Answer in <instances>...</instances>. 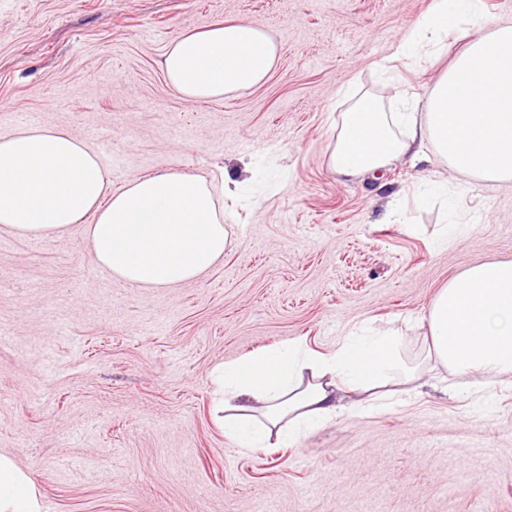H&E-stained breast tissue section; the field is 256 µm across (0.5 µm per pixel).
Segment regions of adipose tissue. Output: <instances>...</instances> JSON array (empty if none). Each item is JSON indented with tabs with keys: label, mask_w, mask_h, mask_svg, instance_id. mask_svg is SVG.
Instances as JSON below:
<instances>
[{
	"label": "adipose tissue",
	"mask_w": 512,
	"mask_h": 512,
	"mask_svg": "<svg viewBox=\"0 0 512 512\" xmlns=\"http://www.w3.org/2000/svg\"><path fill=\"white\" fill-rule=\"evenodd\" d=\"M481 22L424 98L421 111L388 112L371 94L340 115L328 165L341 177L386 167L429 140L457 171L512 181V24L485 17L481 0H433L395 54H442L464 22ZM277 48L261 28L224 21L170 43L162 67L190 101H215L260 84ZM82 227L93 262L129 283L171 288L224 257V199L200 177L162 173L113 189L98 155L67 130L38 125L0 133V232L21 238ZM423 344L353 326L316 357L302 341L263 347L217 367L224 427L242 451L291 442L336 417L338 392L410 386L436 365L459 376L512 375V261L474 264L435 295L421 320ZM0 512H42L28 475L0 454Z\"/></svg>",
	"instance_id": "adipose-tissue-1"
}]
</instances>
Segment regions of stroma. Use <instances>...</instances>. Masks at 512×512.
<instances>
[{"label":"stroma","instance_id":"35a3bbf8","mask_svg":"<svg viewBox=\"0 0 512 512\" xmlns=\"http://www.w3.org/2000/svg\"><path fill=\"white\" fill-rule=\"evenodd\" d=\"M432 0H0V133L37 116L97 153L113 188L220 176L232 245L198 280L138 288L81 228L0 233V452L43 512H512V377L438 376L343 410L285 448L240 453L212 371L271 344L325 354L358 322L418 336L450 278L512 261V183L424 145L380 178L327 166L347 89L425 96L463 45L392 61ZM246 21L278 46L259 86L190 102L166 46ZM457 211L447 246L436 238Z\"/></svg>","mask_w":512,"mask_h":512}]
</instances>
